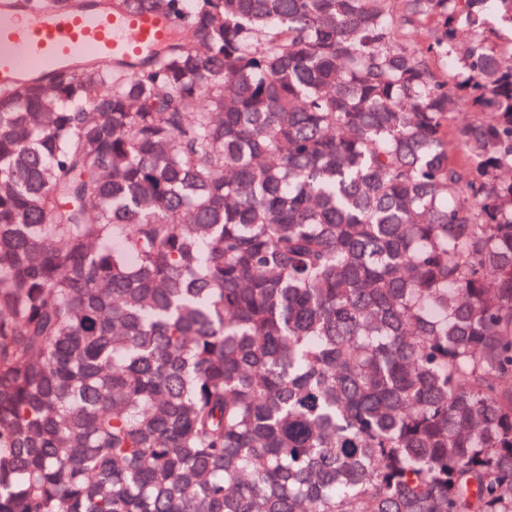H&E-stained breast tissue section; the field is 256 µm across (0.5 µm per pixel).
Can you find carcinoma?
Masks as SVG:
<instances>
[{
  "label": "carcinoma",
  "instance_id": "obj_1",
  "mask_svg": "<svg viewBox=\"0 0 512 512\" xmlns=\"http://www.w3.org/2000/svg\"><path fill=\"white\" fill-rule=\"evenodd\" d=\"M112 9L0 87V512H512V0Z\"/></svg>",
  "mask_w": 512,
  "mask_h": 512
}]
</instances>
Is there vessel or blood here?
I'll use <instances>...</instances> for the list:
<instances>
[{"mask_svg": "<svg viewBox=\"0 0 512 512\" xmlns=\"http://www.w3.org/2000/svg\"><path fill=\"white\" fill-rule=\"evenodd\" d=\"M173 22L165 16L115 14L99 5L32 14L22 0H0V86L22 74L50 75L72 57H142L163 43Z\"/></svg>", "mask_w": 512, "mask_h": 512, "instance_id": "b4317fda", "label": "vessel or blood"}]
</instances>
